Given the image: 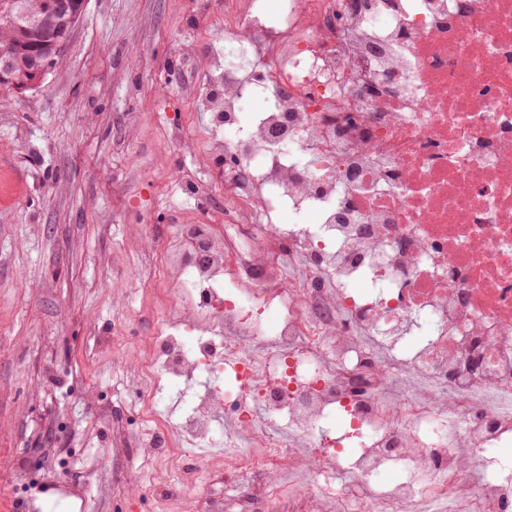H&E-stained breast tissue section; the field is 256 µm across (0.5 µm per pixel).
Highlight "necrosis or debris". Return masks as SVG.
I'll return each mask as SVG.
<instances>
[{"mask_svg":"<svg viewBox=\"0 0 512 512\" xmlns=\"http://www.w3.org/2000/svg\"><path fill=\"white\" fill-rule=\"evenodd\" d=\"M204 69L140 455L223 447L206 512H512V0H225Z\"/></svg>","mask_w":512,"mask_h":512,"instance_id":"obj_1","label":"necrosis or debris"}]
</instances>
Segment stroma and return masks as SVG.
Wrapping results in <instances>:
<instances>
[{"label": "stroma", "instance_id": "stroma-1", "mask_svg": "<svg viewBox=\"0 0 512 512\" xmlns=\"http://www.w3.org/2000/svg\"><path fill=\"white\" fill-rule=\"evenodd\" d=\"M223 33L224 0H88L42 84L0 94V512H198L196 461L154 487L126 379L167 303L137 286L146 251L224 207L176 187L216 174L196 91Z\"/></svg>", "mask_w": 512, "mask_h": 512}]
</instances>
